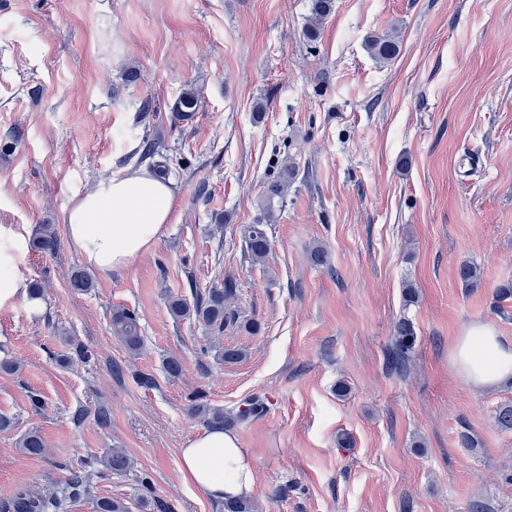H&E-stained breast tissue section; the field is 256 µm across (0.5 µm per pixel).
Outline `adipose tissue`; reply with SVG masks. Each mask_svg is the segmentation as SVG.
I'll use <instances>...</instances> for the list:
<instances>
[{"label": "adipose tissue", "instance_id": "adipose-tissue-1", "mask_svg": "<svg viewBox=\"0 0 512 512\" xmlns=\"http://www.w3.org/2000/svg\"><path fill=\"white\" fill-rule=\"evenodd\" d=\"M176 206L171 181L141 169L100 181L66 215L67 234L90 267L107 273L126 267L163 235ZM21 257L0 227V306L25 296ZM450 361L474 391L512 383V344L488 325L456 337ZM183 479L205 496L224 501L249 497L255 485L251 457L235 434L214 427L197 433L181 450Z\"/></svg>", "mask_w": 512, "mask_h": 512}]
</instances>
